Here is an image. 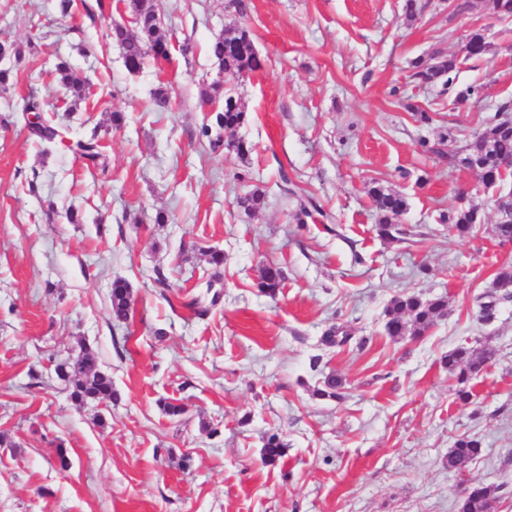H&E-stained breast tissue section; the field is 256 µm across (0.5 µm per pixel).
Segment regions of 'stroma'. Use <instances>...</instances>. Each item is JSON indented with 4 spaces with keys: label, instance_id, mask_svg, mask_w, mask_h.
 Listing matches in <instances>:
<instances>
[{
    "label": "stroma",
    "instance_id": "1",
    "mask_svg": "<svg viewBox=\"0 0 512 512\" xmlns=\"http://www.w3.org/2000/svg\"><path fill=\"white\" fill-rule=\"evenodd\" d=\"M115 2L0 0V41L22 49L0 57V512H455L474 484L499 487L495 512H512V298L491 322L479 314L512 262L494 234V199L512 177L488 189L448 163L512 100V18H491L481 0L464 13L418 0L411 19L405 0H156L180 48L132 73L111 37L126 16ZM229 27L249 30L263 64L235 88L244 160L202 134L200 94L221 80L209 48ZM475 30L489 48L463 59ZM437 51L460 60L447 91L410 68ZM59 55L84 79L78 105ZM161 88L165 110L152 104ZM29 100L71 137L98 132L107 172L31 136ZM374 180L406 198L398 239L374 231ZM255 189L264 203L244 211L237 197ZM300 193L322 217L297 223ZM461 207L480 215L465 238L446 223ZM160 210L168 223H155ZM207 247L224 253L216 301ZM269 263L285 274L273 298L258 288ZM118 277L133 292L124 323L110 314ZM403 293L445 296L448 313L419 338L387 336ZM194 297L205 316L186 309ZM338 325L350 341L322 344ZM83 342L118 401L75 405L56 376ZM462 344L497 351L467 404L440 363ZM331 374L342 399L314 397ZM163 398L185 414L166 416ZM273 434L287 449L268 465ZM463 436L483 453L448 470Z\"/></svg>",
    "mask_w": 512,
    "mask_h": 512
}]
</instances>
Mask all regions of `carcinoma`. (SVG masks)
Here are the masks:
<instances>
[{
	"label": "carcinoma",
	"instance_id": "obj_1",
	"mask_svg": "<svg viewBox=\"0 0 512 512\" xmlns=\"http://www.w3.org/2000/svg\"><path fill=\"white\" fill-rule=\"evenodd\" d=\"M131 13L136 32L131 33L122 25L112 27V38L122 46L127 69L138 71L144 65L148 56L154 59L169 57L170 42L162 33L155 5L151 0H130ZM468 56L482 55L487 43L482 33L474 31L467 36ZM211 55L217 60L224 72L223 98L210 93H203L200 103L212 104L215 112L214 127H206L203 135L208 137L212 149L223 148L244 158L249 153L247 144L242 140H224L222 132L233 131L247 122V112L240 105L233 94L231 85L244 76L259 70L262 67L258 58L250 32L246 29H231L218 37L211 45ZM416 68L414 77L423 83H431L437 79L443 80V85L454 81L452 73L458 70V62L454 58L440 57L434 65L413 63ZM56 72L60 75L63 85L73 94L80 95L84 80L70 66L61 59L56 63ZM73 149L80 154L89 166H98L102 152L97 131L76 139ZM512 158V126L493 119L491 124L470 145L463 157L454 155L449 157L451 165H460L478 171L483 182L500 181L499 162ZM368 195L373 206L379 214L375 230L382 239H394L401 234L399 225L393 220L404 212L407 202L398 192L389 190L374 181L368 189ZM299 206L295 211V219L306 223V219L314 218L318 211L313 199L309 196H298ZM478 221V215L473 208H460L448 215V226L458 236L465 237L473 231ZM208 263L213 265L212 279L206 282V288H212V280L220 279L221 268L224 266V253L216 250H207ZM284 280L283 271L274 264H267L261 269L258 287L260 290L274 297L279 292ZM448 301L442 295L424 300L418 295L402 294L395 296L388 309V320L385 324L386 333L395 338L409 334L421 336L431 326L446 315ZM133 310L131 285L122 278L112 281L110 291V312L112 319L125 322ZM496 352L492 348H485L480 352L460 345L442 357V364L448 369L458 385L457 397L462 402L472 399L469 382L485 365L492 362ZM55 373L65 381L70 388V398L79 403L88 402L109 403L119 399V393L112 384V377L100 369L98 353L90 345L79 343L77 355L68 357L55 365ZM342 381L329 376L323 381V387L315 389V395L322 398H341ZM287 445L278 435H270L263 447V459L273 464L284 454ZM483 452L482 441L476 437H463L455 441L445 457V465L450 470L462 471L468 467ZM500 487L477 486L472 491L461 495L456 501L457 512H491L493 503L497 498Z\"/></svg>",
	"mask_w": 512,
	"mask_h": 512
}]
</instances>
